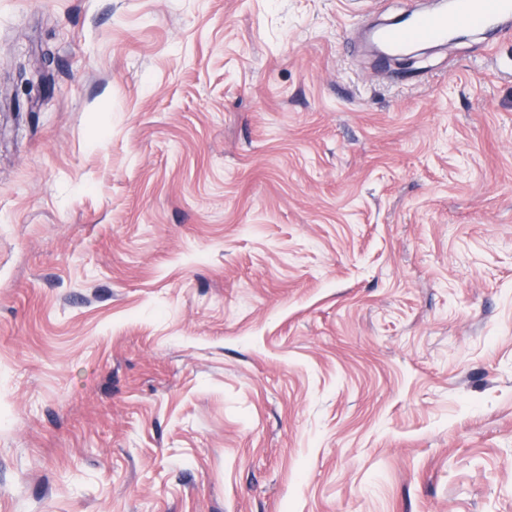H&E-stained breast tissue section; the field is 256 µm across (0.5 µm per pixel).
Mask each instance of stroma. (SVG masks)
I'll use <instances>...</instances> for the list:
<instances>
[{
	"label": "stroma",
	"instance_id": "35a3bbf8",
	"mask_svg": "<svg viewBox=\"0 0 512 512\" xmlns=\"http://www.w3.org/2000/svg\"><path fill=\"white\" fill-rule=\"evenodd\" d=\"M372 0H0V512H512V29ZM512 21L511 0H453L448 9L402 15L375 27L372 40L389 53L419 42H446L459 31H473Z\"/></svg>",
	"mask_w": 512,
	"mask_h": 512
}]
</instances>
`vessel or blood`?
I'll return each instance as SVG.
<instances>
[{"instance_id":"vessel-or-blood-1","label":"vessel or blood","mask_w":512,"mask_h":512,"mask_svg":"<svg viewBox=\"0 0 512 512\" xmlns=\"http://www.w3.org/2000/svg\"><path fill=\"white\" fill-rule=\"evenodd\" d=\"M512 21V0H451L447 9L402 15L376 27L373 41L385 52L419 42H444L459 31H473Z\"/></svg>"}]
</instances>
